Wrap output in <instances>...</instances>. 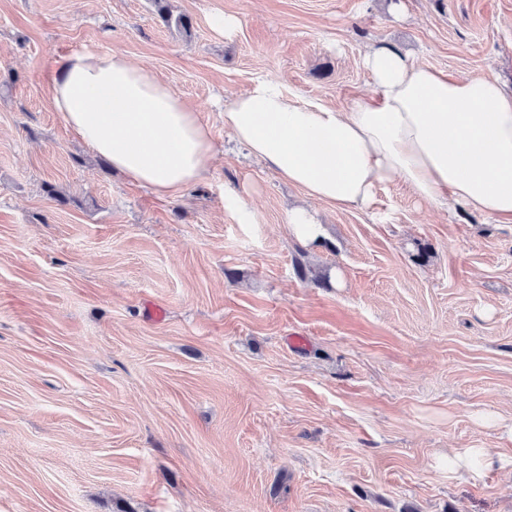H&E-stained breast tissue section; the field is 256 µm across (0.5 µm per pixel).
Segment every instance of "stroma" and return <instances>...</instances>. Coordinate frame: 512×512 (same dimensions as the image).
Wrapping results in <instances>:
<instances>
[{
	"label": "stroma",
	"mask_w": 512,
	"mask_h": 512,
	"mask_svg": "<svg viewBox=\"0 0 512 512\" xmlns=\"http://www.w3.org/2000/svg\"><path fill=\"white\" fill-rule=\"evenodd\" d=\"M402 4L169 0L184 32L152 0H0V512H512V224L396 179L368 210L317 204L304 245L303 192L224 129L260 76L371 98L374 44L512 84V0ZM74 49L197 109L209 176L160 199L92 155L47 105ZM461 448L505 459L474 480ZM288 234L302 243H312L323 236V224L315 216L310 206H298L288 213L286 218Z\"/></svg>",
	"instance_id": "stroma-1"
}]
</instances>
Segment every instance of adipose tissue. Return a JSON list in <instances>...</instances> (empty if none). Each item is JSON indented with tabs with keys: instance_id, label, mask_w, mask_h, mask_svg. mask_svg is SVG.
I'll return each mask as SVG.
<instances>
[{
	"instance_id": "obj_1",
	"label": "adipose tissue",
	"mask_w": 512,
	"mask_h": 512,
	"mask_svg": "<svg viewBox=\"0 0 512 512\" xmlns=\"http://www.w3.org/2000/svg\"><path fill=\"white\" fill-rule=\"evenodd\" d=\"M373 99L343 110L303 99L270 77L224 104V126L309 203L286 219L290 236L323 235L312 202L369 207L400 178L417 200L512 223V86L493 75L460 76L408 51L371 46L363 55ZM51 111L96 154L161 198L211 172L210 127L151 70L119 51L59 56Z\"/></svg>"
}]
</instances>
